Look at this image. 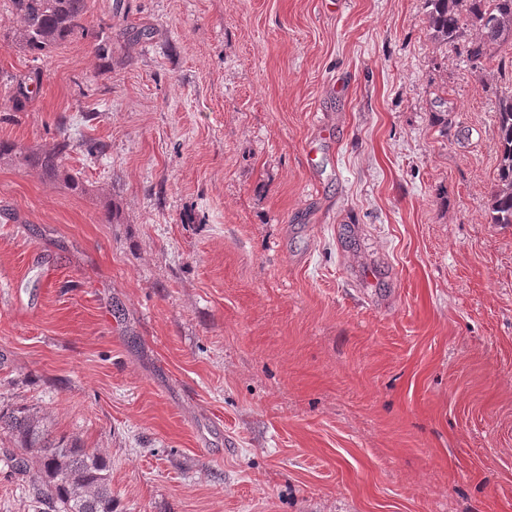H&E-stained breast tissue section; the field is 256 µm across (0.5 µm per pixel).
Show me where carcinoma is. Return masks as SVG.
<instances>
[{
    "label": "carcinoma",
    "instance_id": "1",
    "mask_svg": "<svg viewBox=\"0 0 512 512\" xmlns=\"http://www.w3.org/2000/svg\"><path fill=\"white\" fill-rule=\"evenodd\" d=\"M20 26L12 42L38 58L77 36H89L88 0H10ZM432 34L454 43L472 26L479 37L467 49L480 63L491 49L512 42V0H426ZM39 72L13 81L4 93L5 111L23 112L39 91ZM493 139L499 152L497 184L489 207L490 223L512 224V94L498 98ZM70 144L62 140L41 153H22V159L55 174L63 167ZM13 440L3 449L10 472L25 480L38 512H113L109 465L95 450L52 443L27 413L18 407L0 412V436Z\"/></svg>",
    "mask_w": 512,
    "mask_h": 512
}]
</instances>
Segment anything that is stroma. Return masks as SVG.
<instances>
[{
	"instance_id": "obj_1",
	"label": "stroma",
	"mask_w": 512,
	"mask_h": 512,
	"mask_svg": "<svg viewBox=\"0 0 512 512\" xmlns=\"http://www.w3.org/2000/svg\"><path fill=\"white\" fill-rule=\"evenodd\" d=\"M426 12L90 0L36 60L0 0V91L42 74L0 112V409L107 457L114 512H512V47ZM39 72H31L28 76L16 79L6 87L4 93L5 110L3 112H23L39 91ZM493 139L499 152L497 184L489 207L490 223L512 224V91L498 98ZM70 144L67 140H62L55 148L41 153H23L19 154L25 162L40 166L45 173L55 174L63 167V161L69 151Z\"/></svg>"
}]
</instances>
